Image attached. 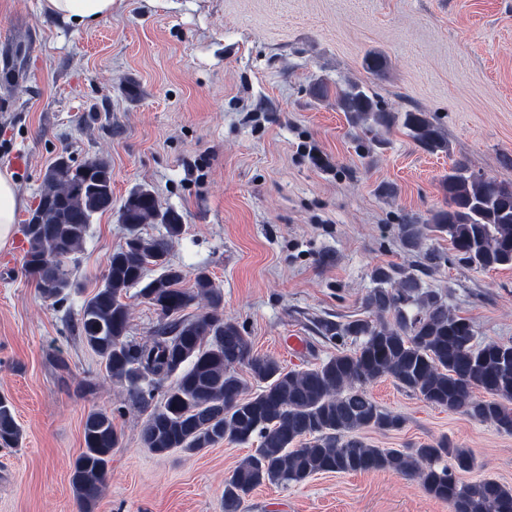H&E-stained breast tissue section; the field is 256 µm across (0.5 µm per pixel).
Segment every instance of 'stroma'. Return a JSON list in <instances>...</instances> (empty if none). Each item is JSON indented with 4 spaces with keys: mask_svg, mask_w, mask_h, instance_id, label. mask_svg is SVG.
<instances>
[{
    "mask_svg": "<svg viewBox=\"0 0 512 512\" xmlns=\"http://www.w3.org/2000/svg\"><path fill=\"white\" fill-rule=\"evenodd\" d=\"M389 61L386 75L363 66ZM369 86L391 111L420 110L449 150L429 153L401 131L380 146L351 124L319 83ZM112 164V209L96 216L71 263L63 303L23 270L16 232L0 250V395L21 429L0 448V512H79L71 486L93 409L123 407L106 487L92 512H224V482L250 448L194 454L144 448L145 414L128 405L100 358L74 337L107 258L125 241L119 209L151 189L181 214L169 247L191 287L206 268L225 318L256 353L287 368L319 364L322 321L366 318L376 267L414 271L446 294L479 342L512 343V267L478 272L450 257L447 238L423 246L449 260L426 267L397 236L406 217L446 207L454 160L512 183V0H116L110 17L76 29L43 0H0V163L10 164L25 220L59 154ZM402 429L368 432L380 448L441 438L469 449L465 482L512 487V433L427 404L389 378L371 383ZM240 512H451L417 480L390 471L329 473L263 485Z\"/></svg>",
    "mask_w": 512,
    "mask_h": 512,
    "instance_id": "1",
    "label": "stroma"
}]
</instances>
